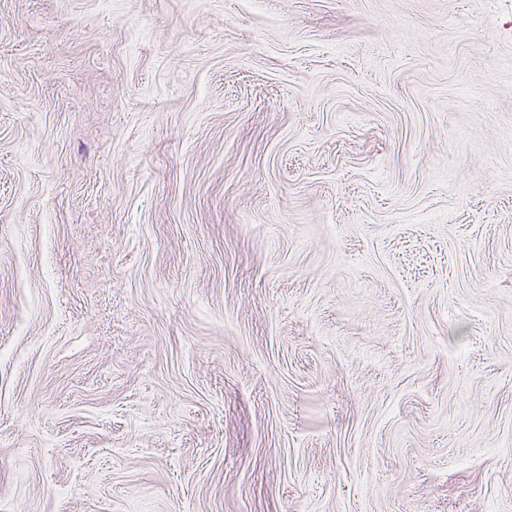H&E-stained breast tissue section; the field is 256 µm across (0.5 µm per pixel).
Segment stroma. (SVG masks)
Segmentation results:
<instances>
[{
	"instance_id": "stroma-1",
	"label": "stroma",
	"mask_w": 512,
	"mask_h": 512,
	"mask_svg": "<svg viewBox=\"0 0 512 512\" xmlns=\"http://www.w3.org/2000/svg\"><path fill=\"white\" fill-rule=\"evenodd\" d=\"M0 512H512V0H0Z\"/></svg>"
}]
</instances>
